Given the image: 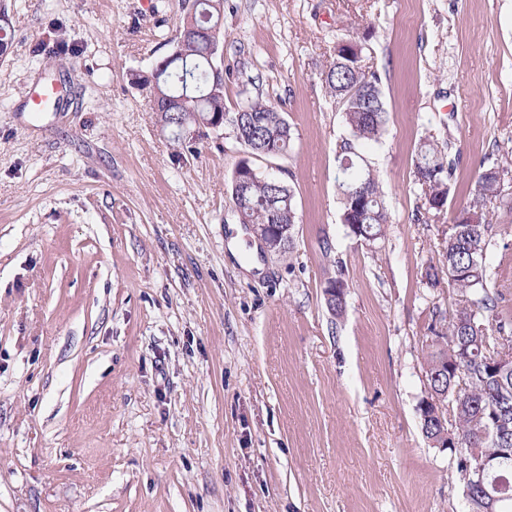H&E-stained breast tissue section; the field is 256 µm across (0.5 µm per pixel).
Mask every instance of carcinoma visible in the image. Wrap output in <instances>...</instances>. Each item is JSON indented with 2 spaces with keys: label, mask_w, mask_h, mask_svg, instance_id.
<instances>
[{
  "label": "carcinoma",
  "mask_w": 512,
  "mask_h": 512,
  "mask_svg": "<svg viewBox=\"0 0 512 512\" xmlns=\"http://www.w3.org/2000/svg\"><path fill=\"white\" fill-rule=\"evenodd\" d=\"M224 18V0H188L187 12L178 36L188 35L186 58L174 57L165 66H154L141 76L157 78L163 92L177 102L175 108L161 113L166 127L178 124L200 130L205 124L198 119L210 112H224V76L213 80L211 62L215 43L221 42L223 32L214 40L196 37L194 28H213ZM361 52L345 43L336 45V59L325 73L324 82L329 93L342 105L350 139L344 142L340 161L342 192V221L350 234L358 239L375 241L385 232L388 212L378 180L370 166H362L357 148L382 137L387 123L379 80L366 74L360 65ZM235 140L253 158H269L288 154L293 136L291 127L276 106L262 99H250L228 113ZM509 170L492 167L485 170L477 183L476 197L466 212L480 215L477 224H462L453 217L455 230L448 238L443 268L427 272V278L439 282V274L465 298V305L440 326H431V350L427 355V397L444 409L443 420H423L425 437L435 446L449 450L452 465L464 484L467 512H489L486 494L496 496L500 512H512V459L498 470L477 482L475 467L478 460L496 456L503 448H512V369L495 375L483 362L484 342L499 345L512 352V324L505 319L490 322L489 317L498 306V296L489 284L492 272L487 263V252L492 246V225L486 220L484 209L494 202L512 212V202L502 195L501 181ZM414 176L424 191L425 204L430 209L443 211L453 180L452 162L439 146L422 141L416 152ZM233 211L241 214L239 223L259 229L267 224H283L293 229L296 213L288 184L282 179L264 175L251 168L245 189L231 191ZM343 292L327 300V307L335 317L342 315L346 304V283L340 277L332 279ZM461 358L465 371V387L454 397L452 381L454 359ZM451 409L453 420L446 418ZM492 414L502 418L506 427L483 435L477 427V417ZM450 423L456 438L455 446L443 443L442 423Z\"/></svg>",
  "instance_id": "carcinoma-1"
}]
</instances>
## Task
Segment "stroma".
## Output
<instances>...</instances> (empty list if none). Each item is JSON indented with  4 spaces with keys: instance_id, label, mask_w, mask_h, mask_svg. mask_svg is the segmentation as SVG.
<instances>
[{
    "instance_id": "obj_1",
    "label": "stroma",
    "mask_w": 512,
    "mask_h": 512,
    "mask_svg": "<svg viewBox=\"0 0 512 512\" xmlns=\"http://www.w3.org/2000/svg\"><path fill=\"white\" fill-rule=\"evenodd\" d=\"M0 8V512H466L418 412L432 318L463 302L425 269L479 174L512 164V0H224L227 110L260 97L293 131L253 162L293 195L282 256L232 211L244 147L226 129L174 145L135 82L183 0ZM341 41L387 111L371 242L342 222L350 134L323 81ZM42 79L63 100L27 111ZM425 138L454 162L439 215L414 177ZM487 217L512 321V214Z\"/></svg>"
}]
</instances>
